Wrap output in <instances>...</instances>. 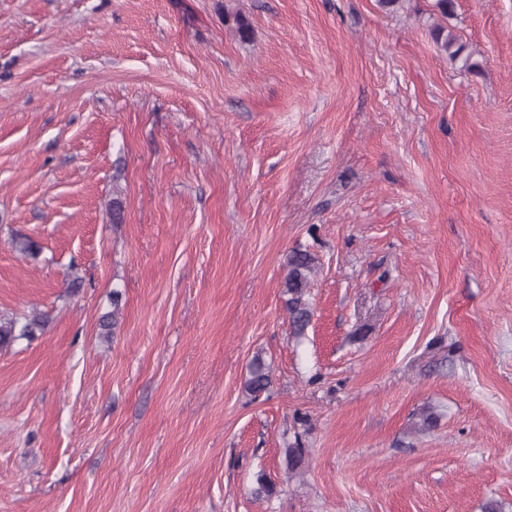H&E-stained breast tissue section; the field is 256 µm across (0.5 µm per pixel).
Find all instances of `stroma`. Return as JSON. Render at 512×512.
<instances>
[{
	"mask_svg": "<svg viewBox=\"0 0 512 512\" xmlns=\"http://www.w3.org/2000/svg\"><path fill=\"white\" fill-rule=\"evenodd\" d=\"M34 312L0 512H512V0H0V313ZM315 269V258L307 251H294L287 259L281 282L289 321L295 336H302L311 320V310L304 298ZM272 384V367L259 354L256 355L249 366V377L245 382V391L256 397L269 390Z\"/></svg>",
	"mask_w": 512,
	"mask_h": 512,
	"instance_id": "obj_1",
	"label": "stroma"
}]
</instances>
